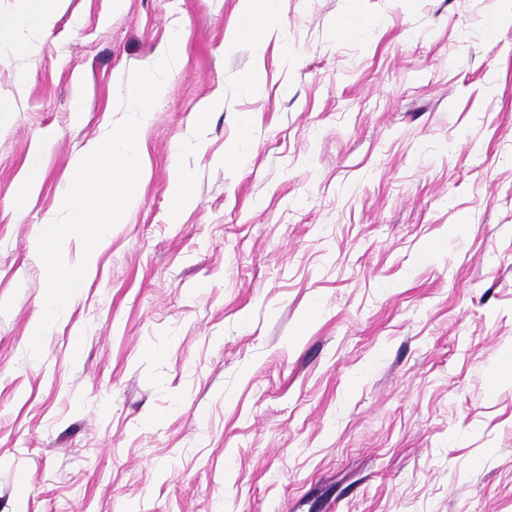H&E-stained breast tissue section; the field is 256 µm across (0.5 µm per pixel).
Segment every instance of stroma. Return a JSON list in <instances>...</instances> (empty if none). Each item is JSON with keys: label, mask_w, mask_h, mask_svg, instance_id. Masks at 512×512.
I'll list each match as a JSON object with an SVG mask.
<instances>
[{"label": "stroma", "mask_w": 512, "mask_h": 512, "mask_svg": "<svg viewBox=\"0 0 512 512\" xmlns=\"http://www.w3.org/2000/svg\"><path fill=\"white\" fill-rule=\"evenodd\" d=\"M241 15L64 0L0 48V512H512V0ZM177 31L140 199L33 357V241ZM239 36L253 41L263 40L269 33L268 21L283 10L284 0H243ZM253 144L251 129L249 122H245L242 128V133L236 145L227 153H225V163L232 165L240 163L244 160L250 152ZM48 137L38 141L28 157L27 175L18 182L13 190V201L18 210H22L39 187L43 174V156L50 147ZM191 194V180L184 171H177L170 182L168 191L171 210L177 214L188 202Z\"/></svg>", "instance_id": "stroma-1"}]
</instances>
